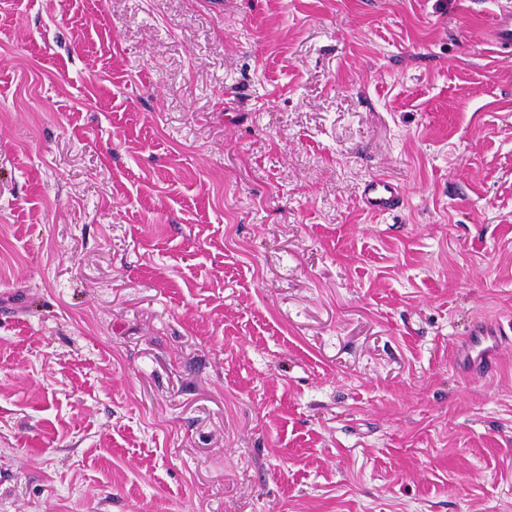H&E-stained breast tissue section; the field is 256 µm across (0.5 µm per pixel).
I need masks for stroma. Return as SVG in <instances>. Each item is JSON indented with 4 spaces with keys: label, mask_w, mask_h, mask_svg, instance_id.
I'll return each mask as SVG.
<instances>
[{
    "label": "stroma",
    "mask_w": 512,
    "mask_h": 512,
    "mask_svg": "<svg viewBox=\"0 0 512 512\" xmlns=\"http://www.w3.org/2000/svg\"><path fill=\"white\" fill-rule=\"evenodd\" d=\"M497 5L0 6V512H512ZM361 203L363 209L370 214L386 215L403 207L404 193L392 180L375 176L365 183ZM471 336L466 341L460 361L468 370L480 376L493 372L496 364V349L502 342V331L499 336H486L488 330L483 327H474Z\"/></svg>",
    "instance_id": "35a3bbf8"
}]
</instances>
